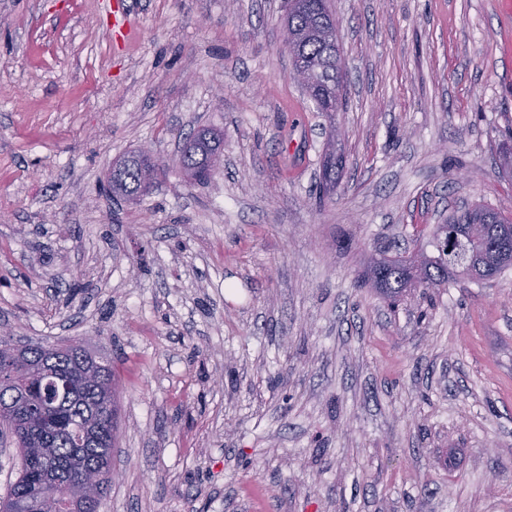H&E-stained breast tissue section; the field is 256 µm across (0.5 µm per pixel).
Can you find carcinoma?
<instances>
[{"instance_id": "carcinoma-1", "label": "carcinoma", "mask_w": 512, "mask_h": 512, "mask_svg": "<svg viewBox=\"0 0 512 512\" xmlns=\"http://www.w3.org/2000/svg\"><path fill=\"white\" fill-rule=\"evenodd\" d=\"M334 17L328 0H288L285 27L293 36V68L306 75L305 93L319 111L331 116L343 93L341 56L329 43ZM223 139L212 129L191 134L181 151L188 177L205 183L215 173ZM121 169L110 180V191L127 201L146 195L140 174L163 169L143 150L117 162ZM503 223L501 213L476 206L463 211L432 232L435 254L423 256L422 267L413 261L383 257L365 272L361 286L373 288L388 298H399L422 286L448 284L455 275L487 282L485 271L497 275L512 268V257L491 261L483 238L469 237L471 263L452 267L443 236L448 231L467 234L471 224ZM17 353L26 364L22 372L0 358V433L10 435L20 457L16 481L0 500V510L21 507L27 512H96L112 482L110 463L117 421L115 377L111 362L80 345H68L52 354L43 346L21 349L11 339L0 337V352ZM83 468L94 474L95 483L84 493L72 491L70 471Z\"/></svg>"}]
</instances>
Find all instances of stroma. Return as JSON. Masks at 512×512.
<instances>
[{"label": "stroma", "instance_id": "stroma-1", "mask_svg": "<svg viewBox=\"0 0 512 512\" xmlns=\"http://www.w3.org/2000/svg\"><path fill=\"white\" fill-rule=\"evenodd\" d=\"M103 2L0 0V336L110 359L100 512H512V269L395 304L357 285L457 209L512 216V0H330L332 119L287 0H129L119 49ZM202 127L224 153L197 184ZM144 147L159 185L113 202ZM222 145L220 135L209 128L198 130L186 139L180 156L191 180L205 183L212 178ZM145 151L151 153L150 150ZM144 150L134 151L122 159L116 165L121 169L110 179V191L112 195L119 196L127 201H137L141 196L148 194L144 192L140 183V174L144 169L151 168L157 173V178L163 172L152 154Z\"/></svg>", "mask_w": 512, "mask_h": 512}]
</instances>
